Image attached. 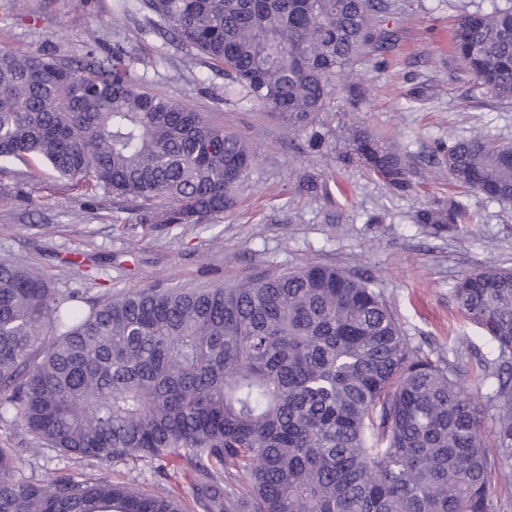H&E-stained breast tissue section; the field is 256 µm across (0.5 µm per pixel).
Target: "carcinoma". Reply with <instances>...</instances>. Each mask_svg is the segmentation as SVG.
<instances>
[{
    "label": "carcinoma",
    "mask_w": 512,
    "mask_h": 512,
    "mask_svg": "<svg viewBox=\"0 0 512 512\" xmlns=\"http://www.w3.org/2000/svg\"><path fill=\"white\" fill-rule=\"evenodd\" d=\"M138 2L223 66L228 95L308 131L310 153L326 148L331 79L363 96L352 63L396 43L389 0ZM452 47L512 98L511 2L464 15ZM352 143L348 160L410 187L399 147L360 126ZM437 152L457 186L512 203L511 145L475 133ZM32 158L89 194L141 201V224L179 227L224 214L254 153L142 88L120 46L76 61L0 48V172ZM459 215L450 201L415 219L457 235ZM370 281L310 264L91 301L0 262V420L97 471L20 481L27 449L0 448V512H495L497 490L512 491V271L469 272L453 289L498 347L484 365L493 448L461 366L411 350ZM144 466L159 490L143 488ZM182 475L188 504L162 487Z\"/></svg>",
    "instance_id": "cac0c4a2"
}]
</instances>
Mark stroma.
Segmentation results:
<instances>
[{
    "mask_svg": "<svg viewBox=\"0 0 512 512\" xmlns=\"http://www.w3.org/2000/svg\"><path fill=\"white\" fill-rule=\"evenodd\" d=\"M391 2L397 44L386 61L355 62L367 88L357 105L347 103L343 87L334 88L320 117L328 144L319 155L303 151L305 134L288 132L269 110L225 101L222 70L173 41L167 29L152 27L145 13L113 17V0H8L0 9V46L65 60L121 46L141 85L242 136L256 158L224 215L178 228L138 224L133 203L103 191L82 196L41 162L26 176L0 175V259L32 266L53 287L91 298L148 285H232L306 263L372 272L410 347L461 359V382L482 411L481 429L494 435L490 397L497 381L484 365L498 348L462 319L453 288L467 272L512 268V205L457 188L447 168L428 156L473 132L512 143V100L480 86L451 51L456 21L498 0ZM355 123L399 145L409 166L407 191L364 167L344 166ZM307 176L318 192L300 190ZM451 199L464 207L463 237L435 236L416 223L418 210ZM374 215L381 223H371ZM76 253L94 258L96 280L67 265ZM460 336L469 348L459 355Z\"/></svg>",
    "mask_w": 512,
    "mask_h": 512,
    "instance_id": "stroma-1",
    "label": "stroma"
}]
</instances>
